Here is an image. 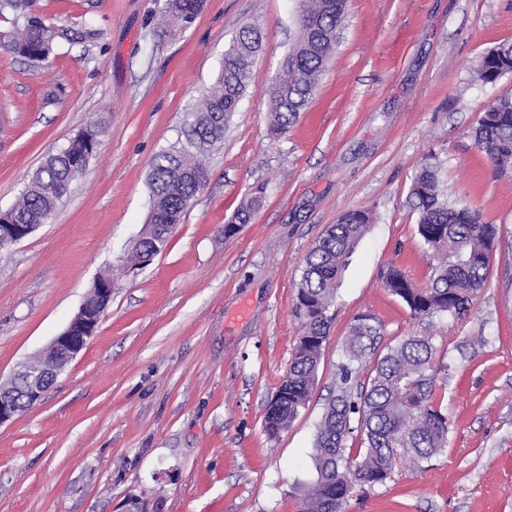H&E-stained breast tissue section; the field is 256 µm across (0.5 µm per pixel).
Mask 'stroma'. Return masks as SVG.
I'll use <instances>...</instances> for the list:
<instances>
[{
	"label": "stroma",
	"instance_id": "1",
	"mask_svg": "<svg viewBox=\"0 0 512 512\" xmlns=\"http://www.w3.org/2000/svg\"><path fill=\"white\" fill-rule=\"evenodd\" d=\"M166 0H38L57 25L95 31L32 67L0 47V211L48 155L91 123L104 133L47 223L0 252V378L47 348L113 270L112 300L86 347L17 419L0 425V512H299L316 425L354 318L381 345L428 336L451 368L437 390L448 446L402 454L344 512H512V171L474 143L512 73L477 76L512 42V0H348L340 42L311 102L273 137L270 91L297 35L295 0H206L161 28ZM264 34L254 78L205 155L209 170L166 248L118 266L146 224L155 155L174 145L233 37ZM449 202L500 227L488 279L457 320L416 318L383 286L388 265L431 274L408 192L428 158ZM266 198L225 237L257 183ZM353 209L374 217L345 270L309 401L269 437L267 404L301 334L304 259Z\"/></svg>",
	"mask_w": 512,
	"mask_h": 512
}]
</instances>
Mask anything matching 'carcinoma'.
<instances>
[{"instance_id":"cac0c4a2","label":"carcinoma","mask_w":512,"mask_h":512,"mask_svg":"<svg viewBox=\"0 0 512 512\" xmlns=\"http://www.w3.org/2000/svg\"><path fill=\"white\" fill-rule=\"evenodd\" d=\"M198 2L166 0L162 17L186 28L200 13ZM297 4L299 35L270 97V129L277 136L285 135L306 109L336 50L347 8V0H297ZM5 10L15 20L12 29L0 31V46L33 65L46 61L61 42L75 44L94 36L90 30L46 21L37 12L36 0H0V13ZM260 47L256 28L240 31L224 52L214 84L193 109L184 142L154 158L149 223L170 227L180 223L205 186L208 169L202 155L223 141L226 124L253 79ZM508 73H512V43H503L482 59L478 76L492 83ZM98 135L88 128L46 159L12 206L20 223H45L86 169ZM474 139L498 171L512 170V95L497 98L485 109ZM265 195L266 185H256L238 210L237 223L224 225V236L236 234L239 225L248 223ZM408 203L418 217L417 233L431 251L429 284L419 287L403 269L391 266L384 273V287L415 317L455 320L485 286L500 228L483 222L480 213L468 206L448 203L436 163L425 162L418 170ZM372 222L364 209L344 213L305 258L294 304L302 336L267 406L264 429L271 437L287 429L309 400L331 329L336 290L348 259ZM381 332L382 323L369 313L358 315L349 327L337 364L336 395L317 424L311 455L314 479L298 486L301 512H343L353 487L390 479L400 453L426 461L448 447V416L436 393L438 374L448 371V365L437 359L438 349L425 336H407L377 355ZM374 354L377 359L367 365ZM363 372L366 380L357 387L356 379Z\"/></svg>"}]
</instances>
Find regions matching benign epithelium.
Returning a JSON list of instances; mask_svg holds the SVG:
<instances>
[{"mask_svg": "<svg viewBox=\"0 0 512 512\" xmlns=\"http://www.w3.org/2000/svg\"><path fill=\"white\" fill-rule=\"evenodd\" d=\"M38 225L17 224L15 217L0 212V246L9 248L31 235ZM112 298V276L98 277L89 297L79 307L65 329L55 336L46 356L34 362H22L10 380L0 384V425L19 417L20 406H35L86 347L94 335L108 299Z\"/></svg>", "mask_w": 512, "mask_h": 512, "instance_id": "benign-epithelium-1", "label": "benign epithelium"}]
</instances>
